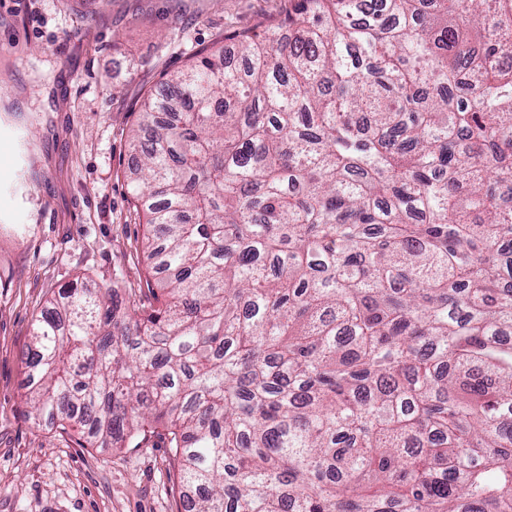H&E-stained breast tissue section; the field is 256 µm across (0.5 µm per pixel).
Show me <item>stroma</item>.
<instances>
[{"mask_svg": "<svg viewBox=\"0 0 512 512\" xmlns=\"http://www.w3.org/2000/svg\"><path fill=\"white\" fill-rule=\"evenodd\" d=\"M288 0H23L0 11V512H184L171 452L28 420L24 352L54 293L151 301L129 135L167 75Z\"/></svg>", "mask_w": 512, "mask_h": 512, "instance_id": "obj_1", "label": "stroma"}]
</instances>
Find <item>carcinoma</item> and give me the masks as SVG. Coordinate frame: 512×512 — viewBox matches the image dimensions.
I'll list each match as a JSON object with an SVG mask.
<instances>
[{
    "instance_id": "carcinoma-1",
    "label": "carcinoma",
    "mask_w": 512,
    "mask_h": 512,
    "mask_svg": "<svg viewBox=\"0 0 512 512\" xmlns=\"http://www.w3.org/2000/svg\"><path fill=\"white\" fill-rule=\"evenodd\" d=\"M149 96L147 305L36 316L29 416L185 512H512V0H289Z\"/></svg>"
}]
</instances>
